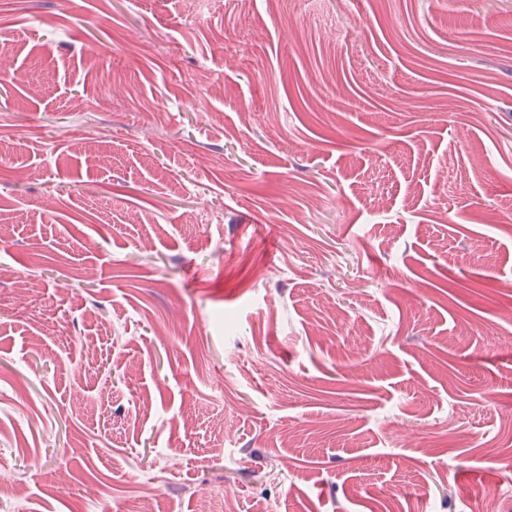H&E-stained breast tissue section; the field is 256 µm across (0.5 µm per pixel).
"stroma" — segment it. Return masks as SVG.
Instances as JSON below:
<instances>
[{
	"mask_svg": "<svg viewBox=\"0 0 512 512\" xmlns=\"http://www.w3.org/2000/svg\"><path fill=\"white\" fill-rule=\"evenodd\" d=\"M1 51L0 512L512 504V0H0Z\"/></svg>",
	"mask_w": 512,
	"mask_h": 512,
	"instance_id": "stroma-1",
	"label": "stroma"
}]
</instances>
